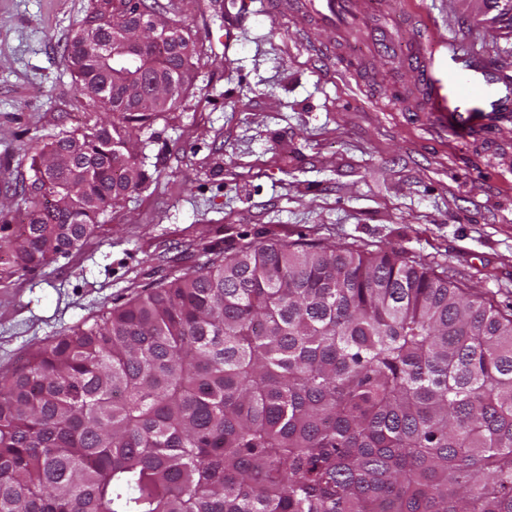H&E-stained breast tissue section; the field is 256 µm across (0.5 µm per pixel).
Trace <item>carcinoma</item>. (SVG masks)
Listing matches in <instances>:
<instances>
[{
  "label": "carcinoma",
  "mask_w": 512,
  "mask_h": 512,
  "mask_svg": "<svg viewBox=\"0 0 512 512\" xmlns=\"http://www.w3.org/2000/svg\"><path fill=\"white\" fill-rule=\"evenodd\" d=\"M116 0L67 47L106 115L27 149L17 271L145 183L130 131L188 93L191 31L127 51ZM176 93L156 102L153 81ZM0 512H512V311L395 248L248 245L0 376Z\"/></svg>",
  "instance_id": "carcinoma-1"
}]
</instances>
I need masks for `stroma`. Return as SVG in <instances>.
<instances>
[{
    "instance_id": "1",
    "label": "stroma",
    "mask_w": 512,
    "mask_h": 512,
    "mask_svg": "<svg viewBox=\"0 0 512 512\" xmlns=\"http://www.w3.org/2000/svg\"><path fill=\"white\" fill-rule=\"evenodd\" d=\"M455 51L449 71L494 76L501 102L457 100L454 123L404 112L415 74L365 44L346 69L336 31L313 38L260 0H174L201 65L177 108L135 131L149 181L80 249L0 266V374L107 308L261 241L395 248L512 304V36L474 0H412ZM89 0H0V205L15 208L26 146L89 120L67 45Z\"/></svg>"
}]
</instances>
